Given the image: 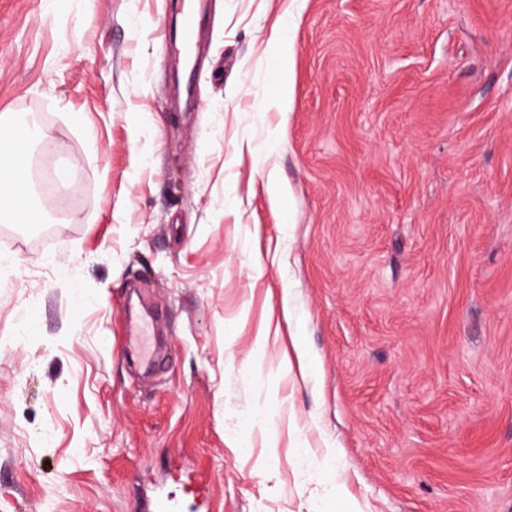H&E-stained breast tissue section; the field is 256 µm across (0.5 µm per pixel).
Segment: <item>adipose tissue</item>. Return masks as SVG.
I'll return each instance as SVG.
<instances>
[{"mask_svg":"<svg viewBox=\"0 0 512 512\" xmlns=\"http://www.w3.org/2000/svg\"><path fill=\"white\" fill-rule=\"evenodd\" d=\"M23 138L25 149L13 151L0 149V221L21 219L36 222L38 215L28 206V195L23 188L28 184V145L43 140L44 132L15 114H0V134Z\"/></svg>","mask_w":512,"mask_h":512,"instance_id":"obj_1","label":"adipose tissue"}]
</instances>
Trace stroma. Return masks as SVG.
Here are the masks:
<instances>
[{
    "label": "stroma",
    "mask_w": 512,
    "mask_h": 512,
    "mask_svg": "<svg viewBox=\"0 0 512 512\" xmlns=\"http://www.w3.org/2000/svg\"><path fill=\"white\" fill-rule=\"evenodd\" d=\"M199 6L187 100L170 0H0V512H512V0ZM9 133L8 138L1 135L0 149V221L21 219V223H35L38 214L28 206V151L36 142L43 140L45 133L35 125L19 118L15 113L0 114V134ZM21 137L26 146L19 151L6 148V139ZM22 187L23 193L18 192ZM149 323L147 321L137 322L127 332V339L124 348V355L140 358L145 364L153 360V352L148 343Z\"/></svg>",
    "instance_id": "1"
}]
</instances>
